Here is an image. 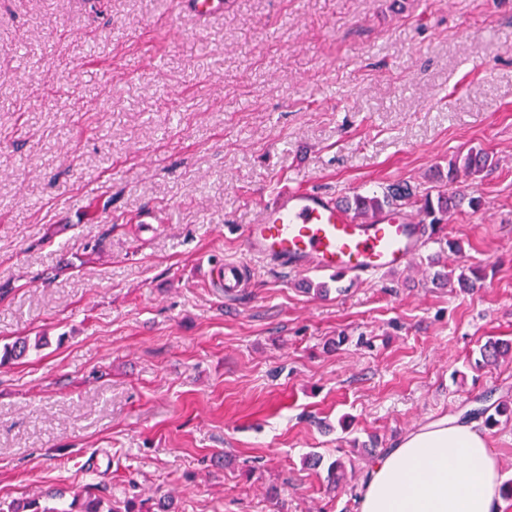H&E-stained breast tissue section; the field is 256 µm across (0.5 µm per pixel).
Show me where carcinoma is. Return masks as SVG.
I'll use <instances>...</instances> for the list:
<instances>
[{"label": "carcinoma", "instance_id": "cac0c4a2", "mask_svg": "<svg viewBox=\"0 0 512 512\" xmlns=\"http://www.w3.org/2000/svg\"><path fill=\"white\" fill-rule=\"evenodd\" d=\"M489 166V156L483 150L469 149L464 156H457L448 162V173H437L436 185L432 189L419 193L409 184L393 186L382 194L355 193L340 200L347 209L361 218H370L388 208L400 207L411 210L414 215L420 217L422 223L429 225L430 236L436 237L442 232L444 224L448 223V216L461 213L464 209L477 212L482 206L478 197H465V194L449 189V186L457 182L459 174L476 178ZM428 267L433 269L431 281L439 286L458 284L459 287L475 291L486 286V268L482 266H461L459 270L446 271L436 268V263L429 262ZM40 343L30 344L28 339L20 338L12 345L7 346L0 355V364H6L12 360H19L28 355L32 348H39ZM512 346L498 341H489L480 350V360L475 362L478 367L495 364L499 359L509 355ZM475 419H483L486 427H494L499 424V417L505 416L512 419V404L499 401L494 404V412L482 408L472 412ZM0 512H154V506L146 501L136 503L134 500H104L90 490L77 493L68 507L48 508L39 510L36 502L10 503L0 502Z\"/></svg>", "mask_w": 512, "mask_h": 512}]
</instances>
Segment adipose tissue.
I'll use <instances>...</instances> for the list:
<instances>
[{
	"label": "adipose tissue",
	"instance_id": "ef3b65f1",
	"mask_svg": "<svg viewBox=\"0 0 512 512\" xmlns=\"http://www.w3.org/2000/svg\"><path fill=\"white\" fill-rule=\"evenodd\" d=\"M500 487L487 435L443 419L406 433L374 459L358 512H502Z\"/></svg>",
	"mask_w": 512,
	"mask_h": 512
}]
</instances>
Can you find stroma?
I'll return each instance as SVG.
<instances>
[{
  "label": "stroma",
  "instance_id": "obj_1",
  "mask_svg": "<svg viewBox=\"0 0 512 512\" xmlns=\"http://www.w3.org/2000/svg\"><path fill=\"white\" fill-rule=\"evenodd\" d=\"M481 197L369 283L249 260L283 188ZM326 293H316V285ZM0 500L166 497L171 512H357L364 448L512 401V0H0ZM322 455L323 465L306 459ZM350 461L337 488L326 463ZM223 283L224 292L235 295L244 284V263L241 261L224 260V266L218 270ZM459 273L455 276L456 270L446 271L443 269L434 270L431 274V281L439 286H447L454 284V278L459 288L468 291H475L486 286V268L482 266H461L458 268ZM511 350V344L509 346V344L498 341H488L480 350L481 360L478 359L475 365L476 367H483L495 364L499 359L509 355Z\"/></svg>",
  "mask_w": 512,
  "mask_h": 512
}]
</instances>
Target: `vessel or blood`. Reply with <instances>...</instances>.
<instances>
[{"mask_svg":"<svg viewBox=\"0 0 512 512\" xmlns=\"http://www.w3.org/2000/svg\"><path fill=\"white\" fill-rule=\"evenodd\" d=\"M425 245L418 218L401 210L353 218L331 192L291 187L263 205L241 232L245 258L293 272H337L368 280L409 265ZM226 294L244 284L243 261H225L220 270Z\"/></svg>","mask_w":512,"mask_h":512,"instance_id":"obj_1","label":"vessel or blood"}]
</instances>
